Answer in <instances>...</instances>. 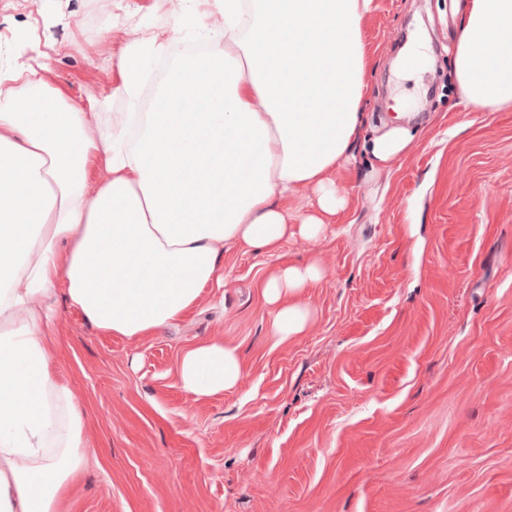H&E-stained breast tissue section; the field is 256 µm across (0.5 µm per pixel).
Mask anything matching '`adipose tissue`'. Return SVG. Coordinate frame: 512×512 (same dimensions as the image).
Listing matches in <instances>:
<instances>
[{
    "instance_id": "ef3b65f1",
    "label": "adipose tissue",
    "mask_w": 512,
    "mask_h": 512,
    "mask_svg": "<svg viewBox=\"0 0 512 512\" xmlns=\"http://www.w3.org/2000/svg\"><path fill=\"white\" fill-rule=\"evenodd\" d=\"M163 2L169 34L144 30L112 56L127 109L111 120L27 63L0 66V512H58L85 464L84 415L47 353L58 297L108 335L151 336L223 287L225 246L313 240L346 206L334 174L364 123L374 0ZM187 28L211 51L180 56L170 89L206 111H138L146 60ZM452 74L462 103L512 111V0H462ZM309 190L314 209L291 212ZM323 276L313 260L264 284L272 336L304 333L302 293ZM177 374L205 397L236 388L243 365L204 341Z\"/></svg>"
}]
</instances>
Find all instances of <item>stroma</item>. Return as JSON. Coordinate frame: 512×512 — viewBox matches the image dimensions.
I'll return each instance as SVG.
<instances>
[{
	"instance_id": "1",
	"label": "stroma",
	"mask_w": 512,
	"mask_h": 512,
	"mask_svg": "<svg viewBox=\"0 0 512 512\" xmlns=\"http://www.w3.org/2000/svg\"><path fill=\"white\" fill-rule=\"evenodd\" d=\"M117 15L132 27L102 39ZM460 20L455 0H377L363 136L336 174L348 204L317 240L225 247L224 288L153 336L61 308L50 357L86 459L63 512H512V112L461 104ZM174 22L156 0H0V58L118 112L113 51ZM414 48L423 66L402 70ZM398 121L414 138L377 168L369 140ZM313 258L312 319L277 340L261 286ZM205 340L244 374L197 398L176 368Z\"/></svg>"
}]
</instances>
